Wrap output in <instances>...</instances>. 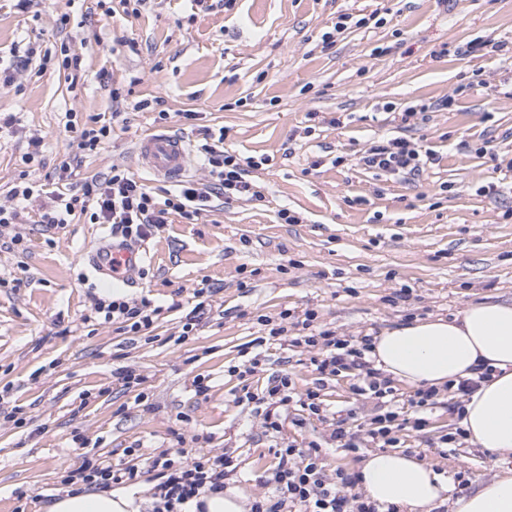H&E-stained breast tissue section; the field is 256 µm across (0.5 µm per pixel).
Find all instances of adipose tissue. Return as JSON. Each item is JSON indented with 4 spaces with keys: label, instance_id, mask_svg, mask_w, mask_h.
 Here are the masks:
<instances>
[{
    "label": "adipose tissue",
    "instance_id": "obj_1",
    "mask_svg": "<svg viewBox=\"0 0 512 512\" xmlns=\"http://www.w3.org/2000/svg\"><path fill=\"white\" fill-rule=\"evenodd\" d=\"M372 357L405 384L438 388L471 377L477 364H491L496 374L466 398L461 424L474 444L512 454V301L472 303L451 320H417L385 331L375 338ZM359 473V487L371 501L401 512H433L453 491L448 479L401 451L368 454ZM455 506V512H512V476L484 482ZM133 507L130 497L110 492H66L45 502L42 512Z\"/></svg>",
    "mask_w": 512,
    "mask_h": 512
}]
</instances>
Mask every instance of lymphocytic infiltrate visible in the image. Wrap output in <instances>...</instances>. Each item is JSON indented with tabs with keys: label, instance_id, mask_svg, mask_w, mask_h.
I'll return each mask as SVG.
<instances>
[{
	"label": "lymphocytic infiltrate",
	"instance_id": "lymphocytic-infiltrate-1",
	"mask_svg": "<svg viewBox=\"0 0 512 512\" xmlns=\"http://www.w3.org/2000/svg\"><path fill=\"white\" fill-rule=\"evenodd\" d=\"M67 126L76 141L71 165L62 166L57 177L38 190L25 180L15 183L10 190L12 206L0 205V224L35 220L59 229L71 223L73 216L81 215L88 223L111 225L113 235L137 243L149 238L154 229L170 223L172 217L191 222L202 212L215 211L217 203L263 197L250 174L267 164V156H244L225 149L224 130L210 127L201 129L197 145L208 173L206 182L182 184L160 196L127 169L115 166L106 176L84 180L80 193H73L70 179L74 165L81 163L84 156L100 151L111 139L113 127L102 113L83 121L70 119ZM433 160V150L420 149L405 136L380 138L359 158L364 168L396 178L417 176ZM37 192L44 201L32 214L28 203ZM160 313V307L148 297L131 301L119 292L98 300L94 306L98 324L119 323L135 333L150 330ZM281 317L283 323L270 329V339L307 349L313 371L324 377L348 374L354 379L355 394L375 401L378 412L366 433L353 431L344 418L334 424L331 441L353 451L366 442L379 448L397 446L401 430L424 429L427 414L437 405L441 392L454 398L469 396L493 374L492 367L482 365L474 369L472 377L448 383L446 389L418 388L410 401L413 415L404 422L390 378L372 360L371 335L353 340L328 327L314 328L316 314L311 310L305 311L300 330L293 334L286 325L290 312H282ZM260 401L264 406L263 426L272 435L280 434L283 413L290 405H299L314 415L321 412L318 390L297 391L286 373L268 380ZM272 451L276 459L274 488L269 495L255 500L250 512H397L393 506L379 510L359 492L358 474L343 469L327 471L320 446L301 448L283 442L273 446ZM152 467L158 479L152 512H193L192 505L201 494L222 492L226 480L235 472L229 460L208 453L174 459L163 451L153 457ZM138 477L135 466L111 465L88 455L78 468L63 470L60 483L77 493L107 492L120 485L135 484Z\"/></svg>",
	"mask_w": 512,
	"mask_h": 512
}]
</instances>
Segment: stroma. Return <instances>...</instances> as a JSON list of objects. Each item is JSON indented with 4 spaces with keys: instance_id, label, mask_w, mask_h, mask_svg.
Here are the masks:
<instances>
[{
    "instance_id": "1",
    "label": "stroma",
    "mask_w": 512,
    "mask_h": 512,
    "mask_svg": "<svg viewBox=\"0 0 512 512\" xmlns=\"http://www.w3.org/2000/svg\"><path fill=\"white\" fill-rule=\"evenodd\" d=\"M93 4L36 0L34 13L22 14L0 0V63L10 64L18 48L40 55L66 45L83 67L74 85L38 55L13 83L0 82V113L17 117L13 133L0 135V203L20 173L40 184L69 162V112L116 115L111 140L85 158L81 176L119 165L162 189L133 156L156 126L136 104L154 97L171 114L166 130L193 143L199 127H221L225 148L267 156L252 174L265 198L228 201L191 224L175 219L143 242L148 258L121 291L162 306L145 335L84 320L107 294L86 257L111 225L77 218L51 231L0 226V239L23 237L22 249H0V499L40 512L62 491L60 470L91 452L138 467L127 492L149 512L155 478L147 459L177 445L189 457H229L232 486L249 502L269 490L275 439L254 404L240 400L242 387L258 394L269 377L287 373L297 391L319 388L324 409L352 426L366 429L375 413L348 379L318 380L305 349L268 339L281 312L309 309L337 335L376 337L418 319H451L471 303L512 299V219L503 217L512 208V65L454 52L478 37L512 44V0H234L208 11L190 0H146L136 17L120 9L106 17ZM375 11L379 24L349 29L323 48L338 15ZM125 37L138 41V53L121 46ZM103 70L112 82L100 80ZM116 82L125 87L117 101ZM458 88L454 110L434 108ZM423 102L430 111L399 129L397 113ZM187 111L195 119L184 120ZM333 117L342 126H331ZM399 134L437 154L418 178L386 179L358 165L374 141ZM33 135L44 139L43 159L28 164ZM283 208L301 223H280ZM13 278L20 287L10 286ZM205 279L221 291L182 337L192 291ZM403 288L408 298H399ZM259 350L265 360L248 381L231 374ZM122 366L144 375L141 389L117 381ZM198 375L209 381L207 395L194 391ZM14 409L19 422L4 420ZM288 414L284 440L324 445L327 470L353 472L366 457L363 448L329 447L328 422L295 405ZM428 420L422 431H401L400 449L444 476L464 473L457 496L512 475V458L468 441L441 454L439 438L458 424L451 402Z\"/></svg>"
}]
</instances>
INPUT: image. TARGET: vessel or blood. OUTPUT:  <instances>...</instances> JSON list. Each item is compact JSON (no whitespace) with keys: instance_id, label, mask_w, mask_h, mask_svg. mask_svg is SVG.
I'll return each mask as SVG.
<instances>
[{"instance_id":"vessel-or-blood-1","label":"vessel or blood","mask_w":512,"mask_h":512,"mask_svg":"<svg viewBox=\"0 0 512 512\" xmlns=\"http://www.w3.org/2000/svg\"><path fill=\"white\" fill-rule=\"evenodd\" d=\"M137 155L142 167L150 170L158 179L171 183L181 180L193 162V154L186 140L165 131L142 137L137 146ZM142 259L136 245L107 237L90 253L88 263L98 274L122 284Z\"/></svg>"}]
</instances>
